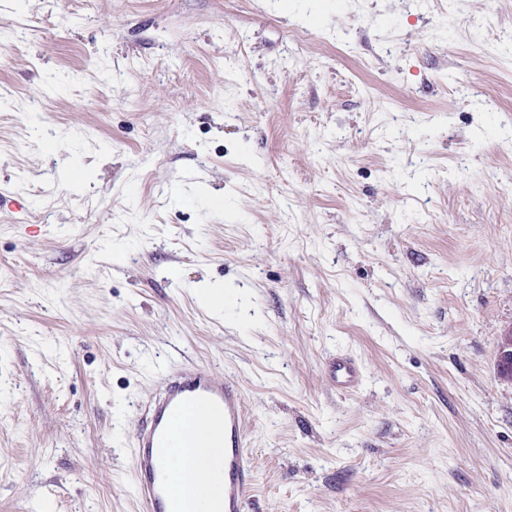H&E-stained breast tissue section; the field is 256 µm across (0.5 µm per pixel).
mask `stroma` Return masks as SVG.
I'll return each mask as SVG.
<instances>
[{
    "mask_svg": "<svg viewBox=\"0 0 512 512\" xmlns=\"http://www.w3.org/2000/svg\"><path fill=\"white\" fill-rule=\"evenodd\" d=\"M511 330L512 0H0V512H140L186 364L246 512H512ZM496 368L501 379L512 381V332L501 337L496 357ZM328 374L336 389L352 391L362 383V373L358 362L351 357H337L331 362Z\"/></svg>",
    "mask_w": 512,
    "mask_h": 512,
    "instance_id": "1",
    "label": "stroma"
}]
</instances>
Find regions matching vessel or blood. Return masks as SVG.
Listing matches in <instances>:
<instances>
[{
	"mask_svg": "<svg viewBox=\"0 0 512 512\" xmlns=\"http://www.w3.org/2000/svg\"><path fill=\"white\" fill-rule=\"evenodd\" d=\"M328 374L342 392L362 383L361 368L350 357L333 360ZM198 407L211 412L223 431L224 489L219 512H245L254 467L247 448L243 395L234 380L197 365L164 370L158 389L141 409L131 446L134 492L144 512H182L181 502L166 483L158 481L157 473L178 436L179 415Z\"/></svg>",
	"mask_w": 512,
	"mask_h": 512,
	"instance_id": "b4317fda",
	"label": "vessel or blood"
}]
</instances>
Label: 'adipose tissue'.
<instances>
[{"label": "adipose tissue", "instance_id": "adipose-tissue-1", "mask_svg": "<svg viewBox=\"0 0 512 512\" xmlns=\"http://www.w3.org/2000/svg\"><path fill=\"white\" fill-rule=\"evenodd\" d=\"M158 477L171 483L188 512H216L224 487V450L220 430L207 412L198 409L184 416L180 440Z\"/></svg>", "mask_w": 512, "mask_h": 512}]
</instances>
